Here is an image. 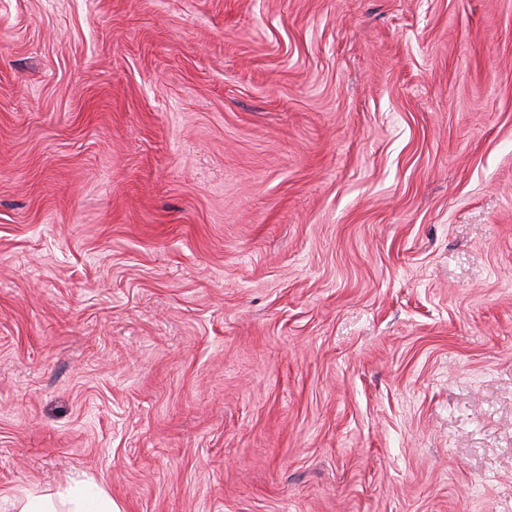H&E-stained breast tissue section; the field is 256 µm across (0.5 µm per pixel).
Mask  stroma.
<instances>
[{"label": "stroma", "instance_id": "stroma-1", "mask_svg": "<svg viewBox=\"0 0 512 512\" xmlns=\"http://www.w3.org/2000/svg\"><path fill=\"white\" fill-rule=\"evenodd\" d=\"M512 512V0H0V495Z\"/></svg>", "mask_w": 512, "mask_h": 512}]
</instances>
